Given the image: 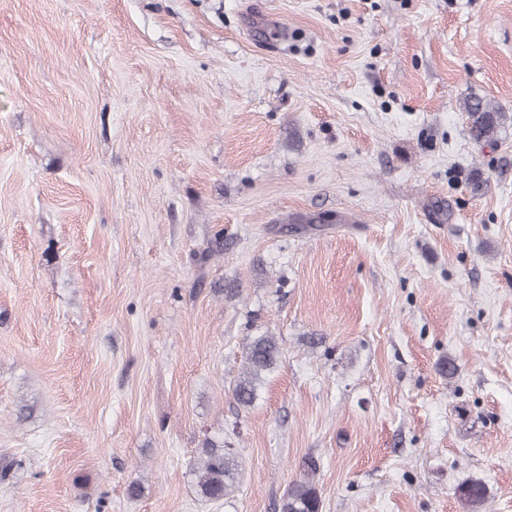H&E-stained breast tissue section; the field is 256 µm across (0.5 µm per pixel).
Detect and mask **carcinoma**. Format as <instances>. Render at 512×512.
<instances>
[{
  "label": "carcinoma",
  "instance_id": "obj_1",
  "mask_svg": "<svg viewBox=\"0 0 512 512\" xmlns=\"http://www.w3.org/2000/svg\"><path fill=\"white\" fill-rule=\"evenodd\" d=\"M468 120L470 136L480 142L497 139L506 118L496 105L479 98L462 104ZM282 355L277 337L263 334L253 336L243 348L242 371L232 387L236 401L252 405L266 378L276 370ZM240 464L232 448L224 447L220 439H208L194 459L190 473L195 478L198 496L205 501H219L236 491ZM459 499L469 512H480L487 501V488L479 479H470L458 487ZM281 512H321V501L315 485L308 477L294 482L282 501Z\"/></svg>",
  "mask_w": 512,
  "mask_h": 512
}]
</instances>
